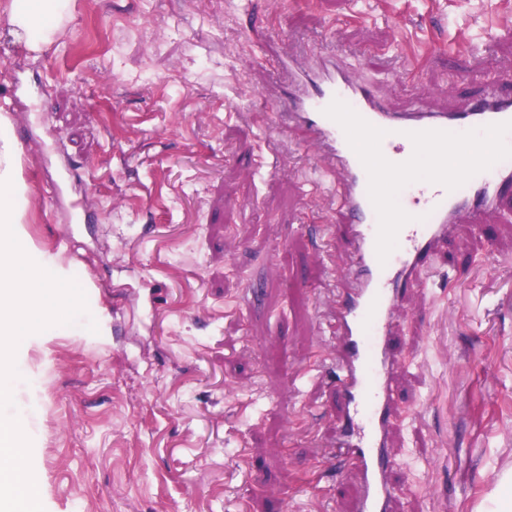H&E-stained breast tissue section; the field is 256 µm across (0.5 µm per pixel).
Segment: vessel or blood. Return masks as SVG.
<instances>
[{
  "instance_id": "1",
  "label": "vessel or blood",
  "mask_w": 512,
  "mask_h": 512,
  "mask_svg": "<svg viewBox=\"0 0 512 512\" xmlns=\"http://www.w3.org/2000/svg\"><path fill=\"white\" fill-rule=\"evenodd\" d=\"M282 68L287 79L274 97L287 104L289 122L309 130V146L345 211L342 232L352 253L351 265L338 274L333 312L337 433L344 462L362 486L353 512H391L396 462L388 436L402 368L395 312L408 294L426 287L435 254L456 224L486 233V212L512 201V95L494 81L462 111L416 105L393 112L355 70L335 60H288ZM351 123L380 134L378 147L395 167L393 182L404 189L401 210L390 209L385 182L351 146ZM487 129L502 136L497 153L464 148L463 138ZM427 151L456 154V171L419 182L410 165Z\"/></svg>"
}]
</instances>
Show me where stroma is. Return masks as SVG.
<instances>
[{
  "mask_svg": "<svg viewBox=\"0 0 512 512\" xmlns=\"http://www.w3.org/2000/svg\"><path fill=\"white\" fill-rule=\"evenodd\" d=\"M8 72L36 261L84 322L22 340L13 395L45 512H349L356 476L301 484L334 435L324 334L343 236L302 129L274 130L273 54L335 56L394 109L512 73V0H70ZM460 45L450 53L449 45ZM459 226L400 314L393 512H495L512 472V213Z\"/></svg>",
  "mask_w": 512,
  "mask_h": 512,
  "instance_id": "35a3bbf8",
  "label": "stroma"
}]
</instances>
